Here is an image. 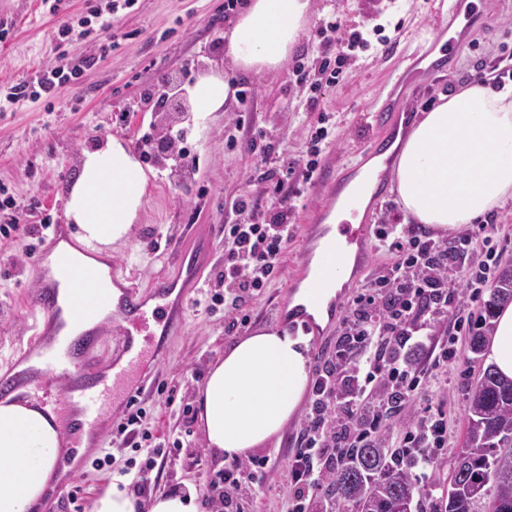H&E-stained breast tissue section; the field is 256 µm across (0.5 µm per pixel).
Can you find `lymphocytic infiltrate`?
<instances>
[{"label": "lymphocytic infiltrate", "mask_w": 512, "mask_h": 512, "mask_svg": "<svg viewBox=\"0 0 512 512\" xmlns=\"http://www.w3.org/2000/svg\"><path fill=\"white\" fill-rule=\"evenodd\" d=\"M136 0H86V14L94 21L105 47H116L123 34L115 24L118 11L133 8ZM318 36L334 34L336 55L317 71L296 63L293 73L308 84L309 110H317L322 86H334L349 76L348 61L364 47L361 32L342 33L336 21L322 22ZM97 62L88 56L61 62L0 91V112L23 99L53 98L65 84H77ZM280 142L271 130L255 131L248 141L253 170L265 183L271 198L268 208L242 195L231 209L236 219L224 227L223 291L203 290L199 299L207 309L223 307L224 332L232 334L247 324L242 309L260 296L279 271L292 239L290 209L282 195L295 173L293 163L274 164ZM36 203L17 204L0 184V237L10 239L29 230ZM380 248L393 255L392 265L350 303L345 332L334 354L316 370L314 398L296 438V449L287 464L293 494L285 512H335L322 505L324 492L345 452L379 441L388 448L403 449L411 468L435 469L445 445L446 423L435 416L427 399L441 366L454 356L458 336L470 332L473 318L465 312L466 288L480 289L491 280L500 256L493 225L481 233L435 240L418 234L414 225L400 219L385 220L377 231ZM485 256L473 265L475 252ZM431 329L429 343L418 334ZM145 408H138L112 432L111 452L93 460V467L111 464L116 453L132 448L126 461L136 467L132 488L148 490L147 475L158 460L174 457L180 440L165 442L144 430ZM267 465L264 459H234L207 476L202 487L206 512H243L242 501L256 493Z\"/></svg>", "instance_id": "1"}]
</instances>
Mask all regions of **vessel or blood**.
Returning a JSON list of instances; mask_svg holds the SVG:
<instances>
[{
	"label": "vessel or blood",
	"mask_w": 512,
	"mask_h": 512,
	"mask_svg": "<svg viewBox=\"0 0 512 512\" xmlns=\"http://www.w3.org/2000/svg\"><path fill=\"white\" fill-rule=\"evenodd\" d=\"M477 16L486 22L491 19L490 13L478 12L474 0H440L436 12L440 23ZM457 47L452 38L432 47L429 32L417 29L408 38L406 57L426 59L432 72L446 75ZM403 78V73L393 72L376 103L366 109L363 125L369 138L359 150L360 161L322 165L309 180L310 186L322 189L330 209L341 218L335 223L319 219L304 225L301 241H322L343 252L355 251L360 269L368 264V244L376 229L360 220V203L350 187L357 179L371 187L375 198L386 194L385 179L374 177L364 163L383 156L399 132L392 87ZM69 241L67 225L59 222L40 236L33 261L36 287L25 295L40 316L34 342L25 354L26 359L38 361V375L32 378L20 369L1 378L0 396L32 385L59 389L63 403L75 411L73 419L64 422L66 437L86 434L96 442L106 426L127 415L135 398L146 396L145 374L159 359L162 337L183 329L213 246L207 238L183 245L174 274L153 276L146 285H122L113 291L100 277L85 275L72 263L65 249ZM63 287L69 288L72 297L65 310L57 300ZM93 310L112 316L110 338H103L97 328L82 329Z\"/></svg>",
	"instance_id": "1"
}]
</instances>
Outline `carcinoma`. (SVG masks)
<instances>
[{"mask_svg": "<svg viewBox=\"0 0 512 512\" xmlns=\"http://www.w3.org/2000/svg\"><path fill=\"white\" fill-rule=\"evenodd\" d=\"M508 302L512 266L497 276L481 309L483 319L494 317ZM464 448L454 460V487L439 512H476L485 497L486 512H512V380L499 376L490 365L472 390ZM499 448L507 452L499 454ZM396 455L395 449L376 443L351 449L330 489L338 512H402L403 504L414 503L415 484Z\"/></svg>", "mask_w": 512, "mask_h": 512, "instance_id": "cac0c4a2", "label": "carcinoma"}]
</instances>
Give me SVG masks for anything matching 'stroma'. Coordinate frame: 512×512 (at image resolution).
Here are the masks:
<instances>
[{
    "mask_svg": "<svg viewBox=\"0 0 512 512\" xmlns=\"http://www.w3.org/2000/svg\"><path fill=\"white\" fill-rule=\"evenodd\" d=\"M428 2L311 0L308 23L287 63L277 71L256 75L228 68L224 31L235 14L225 11L224 0H138L134 8L122 11L119 27L126 37L108 53L102 52L93 32L64 43L55 37L60 24L78 21L83 15L85 0H68L63 11L55 14L43 0H0V24L11 28L9 37L0 41V88L54 67L63 55L98 58L79 84L60 87L53 102L22 100L0 112V184L8 186L18 204L39 202L53 220L62 221L84 152L114 136L125 140L142 160L155 150L154 144H141L144 134L179 130L193 150L194 165L184 170L167 163L152 164L153 175L131 236L125 244L115 246L112 255L139 277L171 272L187 233L212 226L216 229L214 256L205 283L216 286V276L224 268L222 227L234 218L232 200L244 193L258 198L264 195L263 183L247 179L253 165L246 146L250 130H275L286 156L295 162L303 158L306 142L324 115L336 134L324 162L350 159L365 135L360 113L372 103L380 80L404 64L408 31L435 26ZM487 2L495 21L476 29L456 50L451 82L424 72L397 91L395 102L411 111L412 121H419L440 97L480 78L483 65L495 56L512 52V0ZM326 16L336 17L348 29L361 23L379 26L390 44L384 52L373 47L357 51L348 79L326 88L317 111L308 112L304 109L308 88L297 83L292 69L299 61L311 69L323 57L334 55V47L316 34L319 19ZM217 69L228 70L236 90H252L250 112L239 113L238 100L233 97L223 110L199 124L190 114L170 120L144 100L146 93L162 87L167 78H176L185 89L200 74ZM122 111L130 117L126 125L119 126L115 115ZM37 241L33 234L24 241L0 242V369L34 332L37 313L24 300L32 285V260L23 247ZM298 250V240H291L282 270L259 301L247 306L250 321L239 329V336L274 326L276 308L287 297L290 274L298 265ZM229 341L223 312L212 313L202 307L190 308L183 332L167 339L155 376L167 384L173 403L149 416L147 423L157 436L169 441L186 436L191 444L181 448L172 463L152 472L151 493L200 488L208 473L221 469V461L203 448L197 387ZM486 366V356L472 354L467 340H460L456 358L442 370L441 382L431 394L433 406L442 407L446 414L447 445L439 456V467L418 488L415 500L422 510L446 495L449 468L463 450L473 382ZM302 422V417H295L279 438L255 450V457L267 459L268 467L259 494L245 503V512H283L291 495L286 463ZM91 461V456L80 455L78 449L65 451V466L82 465L74 482L82 488L80 504L87 507L125 465L121 457L101 469L93 468Z\"/></svg>",
    "mask_w": 512,
    "mask_h": 512,
    "instance_id": "1",
    "label": "stroma"
}]
</instances>
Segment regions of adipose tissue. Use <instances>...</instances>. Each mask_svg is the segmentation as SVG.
Instances as JSON below:
<instances>
[{
    "instance_id": "obj_1",
    "label": "adipose tissue",
    "mask_w": 512,
    "mask_h": 512,
    "mask_svg": "<svg viewBox=\"0 0 512 512\" xmlns=\"http://www.w3.org/2000/svg\"><path fill=\"white\" fill-rule=\"evenodd\" d=\"M310 0H248L224 32V54L244 72H272L287 61ZM235 90L210 72L189 88L199 120L219 111ZM392 188L411 223L447 236L512 199V88L477 79L442 99L397 137ZM149 176L130 148L110 137L86 152L67 215L75 224L74 264L107 276L97 255L125 243L143 206ZM349 254L326 251L298 295L311 313L347 281ZM309 336L263 327L236 339L209 369L200 390L199 425L207 446L225 460L278 437L298 413L311 380ZM488 358L512 378V304L495 320ZM61 434L50 409L27 400L0 402V512H35L59 464ZM92 512H204L195 490L142 502L112 484Z\"/></svg>"
}]
</instances>
